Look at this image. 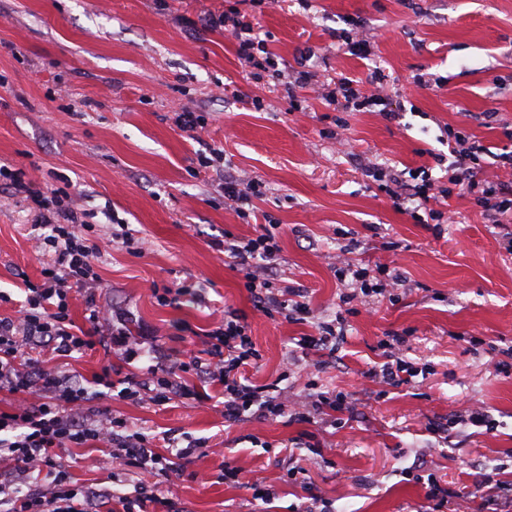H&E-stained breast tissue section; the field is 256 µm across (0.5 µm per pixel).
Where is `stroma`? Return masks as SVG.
Here are the masks:
<instances>
[{"label":"stroma","instance_id":"1","mask_svg":"<svg viewBox=\"0 0 512 512\" xmlns=\"http://www.w3.org/2000/svg\"><path fill=\"white\" fill-rule=\"evenodd\" d=\"M237 12L257 23L277 74L254 79L228 31L204 18ZM362 38L359 56L338 36ZM309 88H295L298 71ZM386 78L385 104L343 110L322 98L343 78ZM425 87H416V80ZM202 116V129L176 116ZM512 0H0V166L36 186L61 187L65 204L106 245L99 303L121 315L138 356L42 353L43 367L91 379L111 363L113 380L146 379L158 358H185L225 311L248 324L258 357L242 370L290 404L347 394L351 410L313 421L247 411L224 419L223 399L93 402L95 419L168 437L204 453L186 460L174 490L188 512H301L317 493L333 512H431L429 477L448 484L450 512L503 508L475 493L484 475L512 483V223L488 224L473 197L450 194L435 208L441 227L396 209L385 182L365 175L352 153L411 184L448 187V156L465 131L485 148L488 180L512 181L499 162L512 151ZM262 184L256 205L279 224L278 286L302 290L304 319L258 312L224 237H254V217L224 202L226 173ZM0 185V314L24 300L21 277L38 281L44 257L35 206ZM142 241L136 255L123 236ZM398 269L405 288L351 300L340 310V259ZM196 285L178 306L166 289ZM341 325L335 350L317 356L298 341L319 325ZM415 372L400 387L369 375L380 343ZM483 409L487 426L470 422ZM436 430H427V420ZM288 448L307 473L288 478L272 451ZM89 448L65 460L77 484L137 495L143 477L87 464ZM243 483L221 480L225 460ZM265 487L268 502L252 497Z\"/></svg>","mask_w":512,"mask_h":512}]
</instances>
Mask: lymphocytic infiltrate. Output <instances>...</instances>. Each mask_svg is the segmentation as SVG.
Returning <instances> with one entry per match:
<instances>
[{
	"label": "lymphocytic infiltrate",
	"instance_id": "1",
	"mask_svg": "<svg viewBox=\"0 0 512 512\" xmlns=\"http://www.w3.org/2000/svg\"><path fill=\"white\" fill-rule=\"evenodd\" d=\"M208 24L229 27L240 60L260 70L269 65V58L256 56L264 45L253 26L230 21L225 15L209 18ZM383 86V76L375 73L363 88L346 78L325 99L335 106L353 105L360 100L376 103L384 99ZM483 152V145L476 141L455 151L451 182L458 194L494 198V205L486 207L483 216L487 223L498 224L504 216L512 214V188L481 177L479 159ZM366 169L371 177L384 174L394 183L390 197L397 208L404 210L414 204L425 210L428 217L437 218V211L430 206L438 198L433 182L409 186L401 183L395 172H383L375 164H367ZM0 177L8 180L13 194H27L42 208L40 226L45 233L40 248L48 257L40 282L24 281V305L14 316L0 317V391L17 398L9 409L0 410V512H100L96 496L73 483L63 462L64 453L72 448H102L115 465L168 480L183 478L185 472L179 463L195 455L199 443L164 456L152 449L149 437L129 430L122 419L89 418L88 387L94 384L111 388V365H103L86 385L79 379L43 369L34 358V350L42 347L69 357L97 347L108 350L115 345L124 346L128 339L124 331L115 330L113 319L98 305L100 278L96 267L102 246L97 237L91 236L90 225L80 222L55 196L31 187L22 171L1 167ZM281 229V224L268 218L254 237L224 242L225 252L245 272V286L256 310L267 316L275 312L308 311L306 302L289 301L283 290L273 286ZM257 257L264 261L259 271L250 267L251 259ZM74 289L84 293L89 323L85 330L70 317V292ZM255 357L247 323L231 313L225 315L222 326L208 332L203 349L190 352L185 361L174 365L156 363L150 370V382L128 378L119 396L153 404L175 397L195 400L199 393L185 379L186 373L192 372L220 388L225 421L238 422L253 407L268 418L281 416L286 411L284 401L267 394L263 387L241 381L240 368ZM34 467L46 471L50 486L22 491L23 476Z\"/></svg>",
	"mask_w": 512,
	"mask_h": 512
}]
</instances>
